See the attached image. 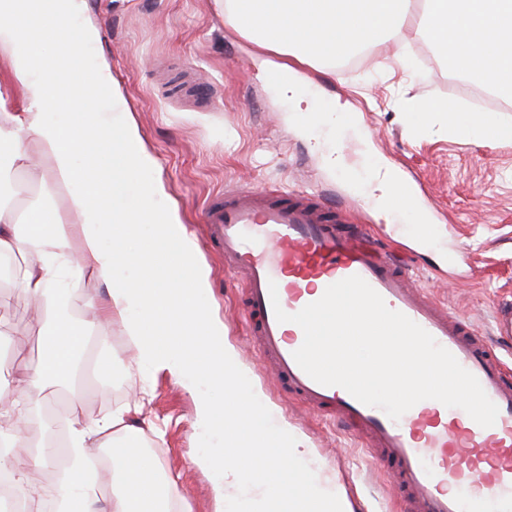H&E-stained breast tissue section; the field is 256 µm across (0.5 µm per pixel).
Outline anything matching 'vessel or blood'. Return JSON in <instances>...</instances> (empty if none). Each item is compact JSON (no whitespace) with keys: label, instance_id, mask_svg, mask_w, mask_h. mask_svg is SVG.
<instances>
[{"label":"vessel or blood","instance_id":"b4317fda","mask_svg":"<svg viewBox=\"0 0 512 512\" xmlns=\"http://www.w3.org/2000/svg\"><path fill=\"white\" fill-rule=\"evenodd\" d=\"M361 198L354 192L338 207L304 191L245 187L208 200V236L222 247L226 270L245 285L242 310L266 369L289 395L365 438L409 512H512V374L483 337L415 286L405 264L354 223ZM354 275L476 376L499 408L493 426H480L459 408L430 414L425 400L394 421L298 366L293 353L303 331L278 322L274 306L296 313Z\"/></svg>","mask_w":512,"mask_h":512}]
</instances>
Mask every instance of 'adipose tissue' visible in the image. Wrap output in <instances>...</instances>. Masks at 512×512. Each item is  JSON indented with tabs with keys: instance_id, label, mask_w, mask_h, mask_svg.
<instances>
[{
	"instance_id": "obj_1",
	"label": "adipose tissue",
	"mask_w": 512,
	"mask_h": 512,
	"mask_svg": "<svg viewBox=\"0 0 512 512\" xmlns=\"http://www.w3.org/2000/svg\"><path fill=\"white\" fill-rule=\"evenodd\" d=\"M217 2L225 23L256 46L260 71L283 73L272 89L296 107L312 93L301 83L300 67L333 64L397 39L411 21L456 68L512 97V0H423L419 7L414 0ZM85 12L86 0H0V69L21 106L5 111L0 97V150L23 169L40 152L45 189L80 187L69 202V223L55 211L44 215L1 202L0 257L28 254L18 288L30 300L54 293L73 262L104 288L89 325L74 322L67 307L55 303L41 368L20 398L0 403L11 421L0 426V470L10 477L18 512H181L176 481L137 446L135 403L93 419L72 409L62 421L45 423L49 434H63L69 462L55 480L30 479L57 455L55 441L34 444L19 432L31 420L32 404L47 402L50 382L70 375L90 338L106 339L116 322L130 346L129 367L142 378L166 371L190 384L205 378L223 384L229 403L218 408L208 392H199L197 421L235 451L231 460L210 455L228 512H345L335 478L323 472L303 438L285 425L273 432L260 425L261 396L248 387L235 350L223 343L224 323L207 302L209 270L197 260L177 213L163 206L165 186L151 175L155 159L137 125L112 118L123 111L124 100L111 64L75 60L78 48L101 38ZM49 45L54 53H46ZM52 108L78 112L79 118L53 121ZM427 110L446 114L453 135L512 140L511 126L451 111L446 103H430ZM130 181L136 185L132 203L115 207L113 198ZM143 224L150 225L149 236H140ZM127 268L138 270V277H123ZM282 448L287 458H280ZM20 454L28 458V471L11 466ZM102 471L112 476L111 492L98 483Z\"/></svg>"
}]
</instances>
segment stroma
Returning <instances> with one entry per match:
<instances>
[{"mask_svg": "<svg viewBox=\"0 0 512 512\" xmlns=\"http://www.w3.org/2000/svg\"><path fill=\"white\" fill-rule=\"evenodd\" d=\"M86 14L100 25L101 39L77 59L111 61L127 117L156 160L154 177L166 187L164 205L179 215L210 270L209 302L247 382L263 396L268 428L285 423L300 433L325 472L335 475L345 499L362 504L363 512H407L361 437L289 398L266 376L241 315V286L225 273L224 256L208 238L204 208L214 194L239 186L304 189L340 203L347 178L371 179L373 162H382L414 183L420 209L397 218L369 208L361 223L397 228L402 243L412 247L422 219H429L436 232L430 245L419 247L409 268L412 280L489 340L496 304L512 301V142L449 134L440 113L415 123L417 108L435 100L465 111L468 88L428 59L429 39L413 26L397 41L359 51L355 62H336L333 75L302 67L305 80L319 88L308 102L311 111L334 108L351 117L336 128L313 130L319 139L342 144L349 167L334 172L311 149L299 113L261 81L254 45L225 24L215 0H86ZM204 83L210 95L200 94ZM48 321L14 285L0 286V323L10 348L0 361V389L9 397L20 394L40 364ZM87 350L93 360L112 364L81 387L79 413L93 416L142 400L140 446L176 479L189 512H225L206 462L218 441L196 426L195 390L164 371L146 387L130 376L120 327ZM154 425L162 438L152 435Z\"/></svg>", "mask_w": 512, "mask_h": 512, "instance_id": "obj_1", "label": "stroma"}]
</instances>
